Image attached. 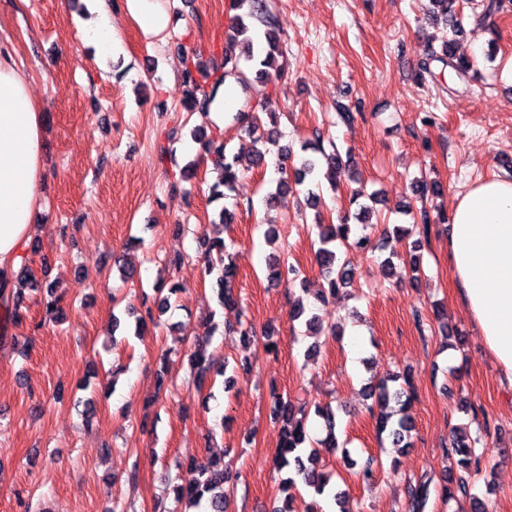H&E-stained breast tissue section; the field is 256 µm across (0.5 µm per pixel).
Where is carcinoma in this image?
<instances>
[{
	"label": "carcinoma",
	"mask_w": 512,
	"mask_h": 512,
	"mask_svg": "<svg viewBox=\"0 0 512 512\" xmlns=\"http://www.w3.org/2000/svg\"><path fill=\"white\" fill-rule=\"evenodd\" d=\"M456 0H430L429 17L434 22H440L448 27L452 38L448 44L437 52L432 47L426 48V61L421 65L422 71H427L431 62H440L452 68L457 75L465 80L477 74L474 60L468 56L457 55L454 52L455 37L464 31L462 16L455 8ZM236 14L231 18L224 31L226 40L240 46V54L236 59L224 60V77L211 81V75L201 66L196 70H186L184 77L188 85L185 107L191 111L203 110L208 107L213 94L221 84L237 86L241 92H247L255 83L269 84L273 82L284 68V53L275 16L268 9L265 0H234ZM233 119L241 123L244 137L236 152L229 153L224 144H215L208 138L207 131L198 127L193 130V137L202 144L205 154L209 155L215 164L224 170V190H212V196L218 198L231 192L239 179L238 162L241 156L248 157L250 164L256 168L269 164V156L275 155V163L280 177L276 180L273 191L263 198V206L272 209L282 201L293 187L300 186L313 177L322 166L326 165L336 177L348 174L351 181L358 177L350 173V166L343 161L336 145H331V151H326L323 140L317 137L315 143H304L302 151L310 150L313 155L303 157L295 162L293 148L280 144L283 132L279 128L278 115L261 107V112L254 110H239ZM319 247L315 251L316 262L324 272V283L321 287L311 290L314 298L320 302L335 300L340 291L350 286L354 275L345 264L339 263L337 251L345 248L365 250L380 249L382 244L371 243L367 236H357L347 220L338 224L317 225ZM204 273L210 277L211 289L217 297L220 307H234L237 300L231 287L236 275V269L231 256L227 253L224 242H213L205 250ZM269 281L288 285L300 279L299 271L287 262L272 257L268 262ZM20 282L32 291H47V311L58 309L59 298L55 296L52 284H42L27 269L22 268ZM168 290V295L160 298L156 308L145 307L132 310L140 327L156 324L161 315L170 307V297L178 294L182 287L175 282L170 287L159 284L158 291ZM298 310L294 319L304 323L305 329L318 332V317L307 310L303 302L297 303ZM208 338H195L194 352L191 354L193 366L200 377L208 372L205 358V345ZM367 396L372 400L368 407L370 415L376 418L379 432L391 438L394 446H409L413 426L410 416L404 410L414 397L411 388L410 375H387L377 380V383L366 387ZM273 406L271 418L273 422L282 424L279 447L276 452L278 469L288 467L291 475L283 482V490L289 491L298 484L313 489L321 496L325 493L332 496L338 504L344 503L345 495L328 489L330 477L308 466L312 462L315 450L311 449L312 441L307 433L305 422L309 418L306 403L299 397L271 391ZM314 415L322 419L327 429L323 445L334 448L337 445L335 433L336 423L334 413L326 408L317 407ZM481 444V436H471L467 428L456 426L452 428L448 444L444 448L447 458H456L458 473L452 475L449 484L442 487V499L454 500L457 497L471 496L472 478L481 471L484 453L477 452ZM180 468L185 470L182 482L172 487L174 499L188 506L184 512L191 509H204V512H226L230 490L237 477L224 469V462L218 461L210 469L198 470L193 463H182ZM429 485L417 481L408 484V512H423L429 498Z\"/></svg>",
	"instance_id": "obj_1"
}]
</instances>
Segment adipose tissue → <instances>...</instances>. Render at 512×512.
Here are the masks:
<instances>
[{"label": "adipose tissue", "instance_id": "adipose-tissue-1", "mask_svg": "<svg viewBox=\"0 0 512 512\" xmlns=\"http://www.w3.org/2000/svg\"><path fill=\"white\" fill-rule=\"evenodd\" d=\"M80 38L108 54L117 19L134 21L151 39L169 25L168 0H93ZM46 115L8 45L0 44V288L15 274L39 223ZM448 263L461 305L485 350L512 385V179L493 177L457 197L448 224Z\"/></svg>", "mask_w": 512, "mask_h": 512}]
</instances>
